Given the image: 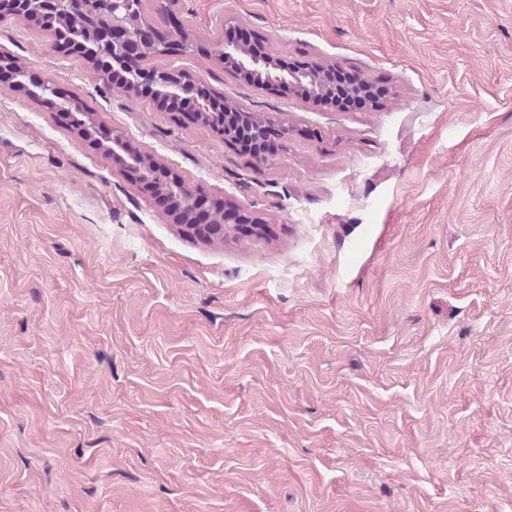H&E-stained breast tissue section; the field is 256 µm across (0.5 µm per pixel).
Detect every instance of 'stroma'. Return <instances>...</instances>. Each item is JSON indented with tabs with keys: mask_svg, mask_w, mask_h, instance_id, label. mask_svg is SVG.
<instances>
[{
	"mask_svg": "<svg viewBox=\"0 0 512 512\" xmlns=\"http://www.w3.org/2000/svg\"><path fill=\"white\" fill-rule=\"evenodd\" d=\"M158 58L287 120L256 169L105 88L49 32L0 50L262 231L205 244L0 91V512H512V0H179ZM386 86L339 112L208 65L217 20Z\"/></svg>",
	"mask_w": 512,
	"mask_h": 512,
	"instance_id": "stroma-1",
	"label": "stroma"
}]
</instances>
